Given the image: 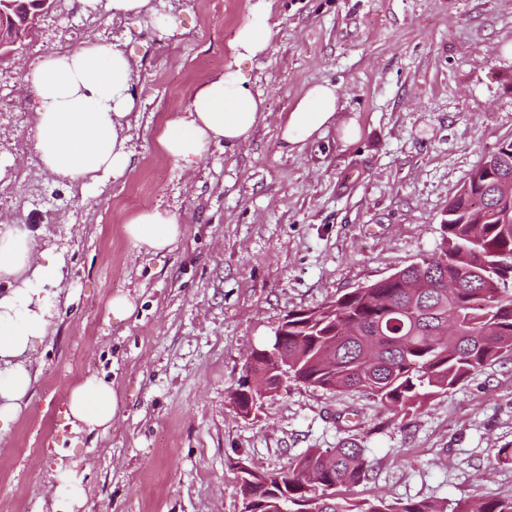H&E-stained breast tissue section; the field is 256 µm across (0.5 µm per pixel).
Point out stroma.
Returning <instances> with one entry per match:
<instances>
[{
    "label": "stroma",
    "instance_id": "obj_1",
    "mask_svg": "<svg viewBox=\"0 0 512 512\" xmlns=\"http://www.w3.org/2000/svg\"><path fill=\"white\" fill-rule=\"evenodd\" d=\"M254 0H157L113 19L105 0L42 18L0 60V224H24L58 266L52 327L30 400L0 431V512H55L59 472L77 512H240L237 463L268 471L350 438L374 462L351 489L388 502L512 497V354L401 415L363 390L299 381L252 416L230 394L288 313L330 304L434 253L448 203L512 139V0H270L271 41L243 62L266 100L251 141L192 167L158 137L188 93L233 63ZM106 39L131 57L126 173L82 192L35 149L26 69ZM355 120L289 154L279 126L314 82ZM163 206L183 228L171 251L138 250L125 226ZM128 295L133 311L112 314ZM96 375L119 404L107 432H75L72 389ZM57 478L58 484L56 485L55 495L58 501L66 502L70 506L78 505L83 496V490L75 482L71 473L68 470L64 471L59 473Z\"/></svg>",
    "mask_w": 512,
    "mask_h": 512
}]
</instances>
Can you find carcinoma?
Listing matches in <instances>:
<instances>
[{"label": "carcinoma", "instance_id": "1", "mask_svg": "<svg viewBox=\"0 0 512 512\" xmlns=\"http://www.w3.org/2000/svg\"><path fill=\"white\" fill-rule=\"evenodd\" d=\"M512 177V139L448 203L439 250L334 305L288 313V373L334 391L362 389L404 415L512 353V200L493 184ZM372 463L348 438L309 448L285 470L243 471L245 512H512V498L439 504L350 499Z\"/></svg>", "mask_w": 512, "mask_h": 512}]
</instances>
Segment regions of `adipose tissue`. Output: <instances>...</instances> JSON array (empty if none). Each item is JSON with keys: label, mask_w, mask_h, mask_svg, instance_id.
<instances>
[{"label": "adipose tissue", "mask_w": 512, "mask_h": 512, "mask_svg": "<svg viewBox=\"0 0 512 512\" xmlns=\"http://www.w3.org/2000/svg\"><path fill=\"white\" fill-rule=\"evenodd\" d=\"M269 39L268 5L256 0L232 39L235 64L194 86L184 114L169 121L159 137L176 163L189 167L214 145L250 141L264 118L265 101L249 90L240 64L264 54ZM132 81L130 59L107 40L46 56L24 73L36 116V149L48 172L84 187L127 170L130 154L122 132L135 107ZM342 109L335 85L308 86L280 127L282 149L301 151L334 127L344 141L355 140L358 128L339 122ZM126 234L135 247L158 254L178 241L182 226L174 213L156 206L133 217ZM56 277L54 265L40 262L25 225L0 224V282L7 285L0 292V425L20 414L31 389V356L51 327L48 286ZM116 409L111 384L91 375L74 387L66 417L75 430L105 431Z\"/></svg>", "instance_id": "adipose-tissue-1"}]
</instances>
